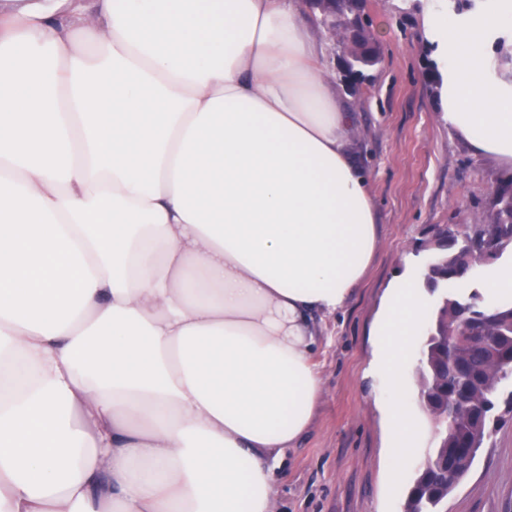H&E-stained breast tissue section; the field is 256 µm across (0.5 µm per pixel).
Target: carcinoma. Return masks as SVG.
<instances>
[{
  "label": "carcinoma",
  "mask_w": 512,
  "mask_h": 512,
  "mask_svg": "<svg viewBox=\"0 0 512 512\" xmlns=\"http://www.w3.org/2000/svg\"><path fill=\"white\" fill-rule=\"evenodd\" d=\"M317 22L341 29L355 19L356 40L349 54L369 69L380 62L365 51L369 19L363 0H316ZM490 219L463 228L450 226L431 236L424 284L434 292L450 283L468 290L442 297L423 336L415 371L417 398L434 421L433 447L409 481L403 512H443L448 496L469 473L492 433L499 406L512 413V308L481 304L473 285L477 268L512 250V192L502 190L490 205ZM458 399L450 404L446 394Z\"/></svg>",
  "instance_id": "carcinoma-1"
}]
</instances>
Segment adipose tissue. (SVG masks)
Returning a JSON list of instances; mask_svg holds the SVG:
<instances>
[{
    "mask_svg": "<svg viewBox=\"0 0 512 512\" xmlns=\"http://www.w3.org/2000/svg\"><path fill=\"white\" fill-rule=\"evenodd\" d=\"M303 0H0V512H279L377 216ZM427 27L448 131L512 167V0ZM424 273L373 334L402 402ZM512 306V263L481 281Z\"/></svg>",
    "mask_w": 512,
    "mask_h": 512,
    "instance_id": "obj_1",
    "label": "adipose tissue"
}]
</instances>
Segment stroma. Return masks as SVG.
<instances>
[{
    "label": "stroma",
    "mask_w": 512,
    "mask_h": 512,
    "mask_svg": "<svg viewBox=\"0 0 512 512\" xmlns=\"http://www.w3.org/2000/svg\"><path fill=\"white\" fill-rule=\"evenodd\" d=\"M381 61L363 81L346 79L344 60L318 29L329 82L355 117L354 145L378 215L379 241L346 307L319 321L313 361L325 392L312 424L281 462L279 512H402L407 485L432 446L423 433L403 466L387 447L382 387L371 372L372 325L388 284L406 265H427L434 228L471 224L512 171L476 158L451 138L423 25L426 8L468 7L469 0H365ZM447 512H512V420L481 449L449 496Z\"/></svg>",
    "instance_id": "obj_1"
}]
</instances>
